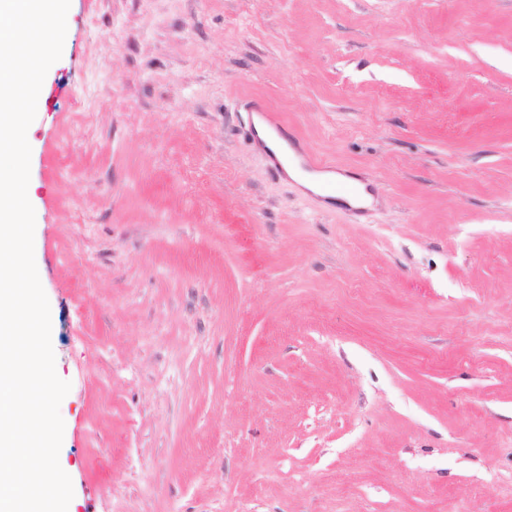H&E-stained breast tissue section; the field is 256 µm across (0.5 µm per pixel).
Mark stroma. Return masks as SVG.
<instances>
[{"instance_id":"stroma-1","label":"stroma","mask_w":512,"mask_h":512,"mask_svg":"<svg viewBox=\"0 0 512 512\" xmlns=\"http://www.w3.org/2000/svg\"><path fill=\"white\" fill-rule=\"evenodd\" d=\"M46 79L71 512H512V0H71ZM283 171L287 177L309 189L314 194H321L319 191V183L325 179L353 181L352 179L340 173H325L318 176H310L306 174L298 163L283 162Z\"/></svg>"}]
</instances>
